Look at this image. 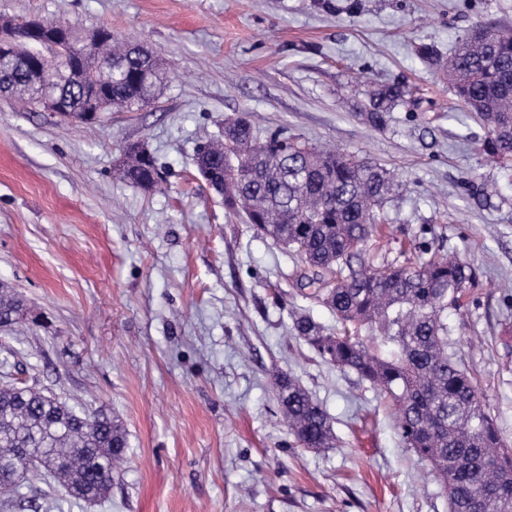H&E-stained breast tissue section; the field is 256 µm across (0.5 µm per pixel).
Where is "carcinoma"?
I'll return each mask as SVG.
<instances>
[{"label": "carcinoma", "mask_w": 512, "mask_h": 512, "mask_svg": "<svg viewBox=\"0 0 512 512\" xmlns=\"http://www.w3.org/2000/svg\"><path fill=\"white\" fill-rule=\"evenodd\" d=\"M41 44L19 33L12 56L0 60V90L34 108L41 95L30 82ZM112 62L109 91L90 103L72 87L54 85L69 99V117L88 110L132 112L149 107L158 78L144 47L104 39L95 56L78 62L86 83L101 82ZM461 108L481 120L489 155L512 161V30L476 28L445 65ZM408 87L394 82L365 91L361 116L374 126L404 102ZM121 176L153 189L161 183L152 155L133 149ZM198 172L224 186V207L244 214L259 234L297 255L310 269L305 298L327 307L336 332L308 314L293 321L296 337L325 362L352 371L394 408L398 433L448 498V512H512V441L505 439L483 393L458 354L448 347V312L464 306L478 285L476 270L458 254H433L417 244L411 265L377 267L351 260L384 235L382 207L394 190L383 168L330 148L309 147L279 133L260 136L241 118L224 127V140L194 159ZM23 296L0 285V327L23 318ZM275 400L296 444L329 448L335 435L327 412L298 381L281 376ZM127 435L104 414L77 410L40 389L0 382V512L28 503L23 490L64 486L85 501L109 497L112 474L126 462Z\"/></svg>", "instance_id": "cac0c4a2"}]
</instances>
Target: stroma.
Masks as SVG:
<instances>
[{"mask_svg":"<svg viewBox=\"0 0 512 512\" xmlns=\"http://www.w3.org/2000/svg\"><path fill=\"white\" fill-rule=\"evenodd\" d=\"M148 46L167 80L138 112L78 124L0 95V283L27 321L0 330L20 383L127 434L108 500L42 489L49 512H448L369 384L322 361L293 310L305 265L200 189L197 147L224 120L379 164L398 187L383 207L396 242L454 251L480 283L448 317V341L512 441V167L435 65L475 27H511L512 0H0V18ZM414 93L384 125L362 119V85ZM141 144L166 175L147 192L116 174ZM296 379L332 418L333 447H297L274 398Z\"/></svg>","mask_w":512,"mask_h":512,"instance_id":"35a3bbf8","label":"stroma"}]
</instances>
